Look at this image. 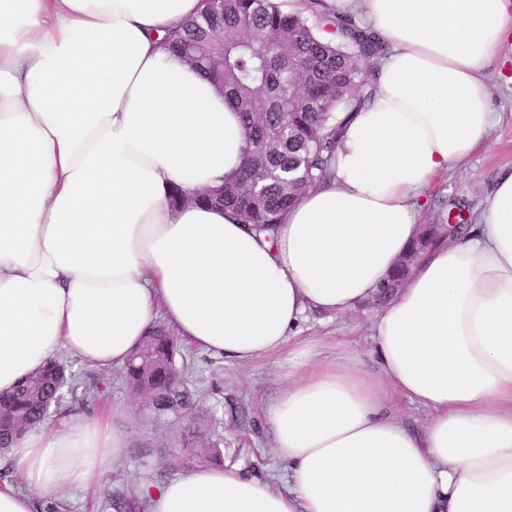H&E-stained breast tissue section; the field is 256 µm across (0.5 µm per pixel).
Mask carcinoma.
Wrapping results in <instances>:
<instances>
[{"label": "carcinoma", "instance_id": "obj_1", "mask_svg": "<svg viewBox=\"0 0 512 512\" xmlns=\"http://www.w3.org/2000/svg\"><path fill=\"white\" fill-rule=\"evenodd\" d=\"M307 9L305 16L276 0H223L184 32L164 38L190 65L221 82L246 133L243 165L224 182V192L198 193L192 201L233 209L259 230L279 223L300 194L333 181L336 113L354 110L376 92L371 62L385 50L381 37L330 12L324 0H309ZM328 26L336 28L334 43L317 37ZM218 31L224 34V69L217 72L211 55ZM279 56L299 68L288 75L276 70ZM176 353L171 331L160 325L117 374L129 389L146 394L158 417L187 412L195 397L188 366ZM63 385L84 403L98 397V388H79L57 360L0 395V450L13 444L20 427L43 424L57 412Z\"/></svg>", "mask_w": 512, "mask_h": 512}]
</instances>
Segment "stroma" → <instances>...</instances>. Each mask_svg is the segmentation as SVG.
I'll list each match as a JSON object with an SVG mask.
<instances>
[{"instance_id":"obj_1","label":"stroma","mask_w":512,"mask_h":512,"mask_svg":"<svg viewBox=\"0 0 512 512\" xmlns=\"http://www.w3.org/2000/svg\"><path fill=\"white\" fill-rule=\"evenodd\" d=\"M490 104L499 112L500 122L488 143L467 164L449 170L423 194L420 221L447 223L456 215L458 223L472 224L479 217L481 202L498 174L512 169V75L488 71ZM376 306L367 304L350 315L306 312L300 339L322 346L367 354L371 321ZM179 347L186 353L189 372L199 389L191 419H160L141 406V400L120 381L101 385L97 400L89 406L64 401L57 419L92 411L106 416L129 434L124 457L107 471L99 487L79 489L62 486L54 498L36 497V512H46L51 502L63 503V512H112L109 501L120 495L131 498L145 485H160L189 465L185 449L209 446L220 454L216 464L262 478H280L283 465L274 456L262 430L265 405L277 397L281 385L273 355L246 365L200 350L187 342Z\"/></svg>"}]
</instances>
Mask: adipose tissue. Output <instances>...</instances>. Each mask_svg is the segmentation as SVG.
Returning <instances> with one entry per match:
<instances>
[{
  "instance_id": "obj_1",
  "label": "adipose tissue",
  "mask_w": 512,
  "mask_h": 512,
  "mask_svg": "<svg viewBox=\"0 0 512 512\" xmlns=\"http://www.w3.org/2000/svg\"><path fill=\"white\" fill-rule=\"evenodd\" d=\"M202 0H0V394L59 351L123 365L157 320L246 363L279 352L263 422L282 483L221 467L142 491L149 512H512V170L440 237L371 323L368 356L291 345L307 309L377 296L421 226L415 202L499 121L512 0H361L388 49L343 122L336 177L274 230L172 208L243 163L224 95L163 47ZM427 410L405 426L391 396ZM128 436L97 414L28 430L0 512L98 485Z\"/></svg>"
}]
</instances>
